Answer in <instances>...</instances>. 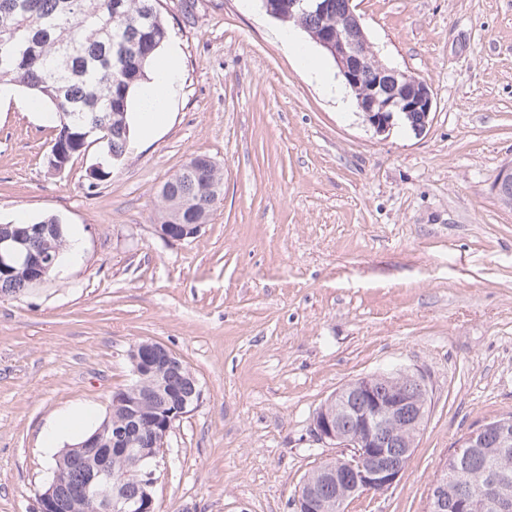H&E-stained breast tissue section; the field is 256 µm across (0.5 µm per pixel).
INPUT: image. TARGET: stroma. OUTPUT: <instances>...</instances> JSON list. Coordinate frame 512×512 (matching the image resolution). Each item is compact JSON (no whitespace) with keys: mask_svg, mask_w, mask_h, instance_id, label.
<instances>
[{"mask_svg":"<svg viewBox=\"0 0 512 512\" xmlns=\"http://www.w3.org/2000/svg\"><path fill=\"white\" fill-rule=\"evenodd\" d=\"M378 59L434 91L422 134L380 135L319 55L325 89L260 0H158L182 75L166 122L95 181L90 145L63 173L56 131L0 92V224L56 216L80 262L0 298V512H37L56 455L41 433L75 407L103 417L154 340L201 390L167 438L160 512H292L339 457L310 432L359 377L424 376L428 417L400 480L347 512H427L469 431L512 415V0H353ZM224 195L192 238L160 237V186L192 154ZM493 192L499 202L506 208L512 209V164L503 166L499 171L493 186Z\"/></svg>","mask_w":512,"mask_h":512,"instance_id":"obj_1","label":"stroma"}]
</instances>
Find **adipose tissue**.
Here are the masks:
<instances>
[{"mask_svg": "<svg viewBox=\"0 0 512 512\" xmlns=\"http://www.w3.org/2000/svg\"><path fill=\"white\" fill-rule=\"evenodd\" d=\"M180 83L178 50L172 46L165 55L155 56L148 68L147 81L136 93L137 119L144 136H151L166 121Z\"/></svg>", "mask_w": 512, "mask_h": 512, "instance_id": "obj_1", "label": "adipose tissue"}]
</instances>
